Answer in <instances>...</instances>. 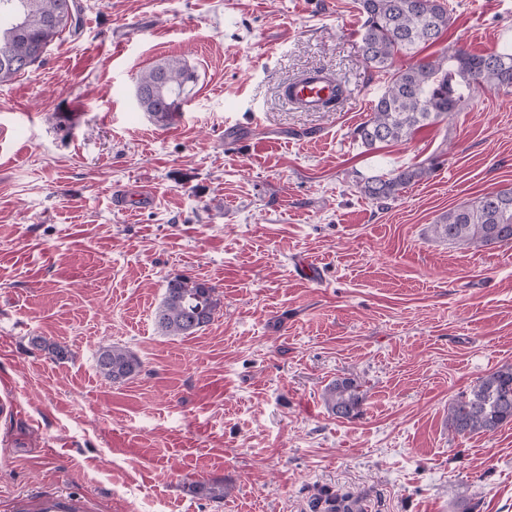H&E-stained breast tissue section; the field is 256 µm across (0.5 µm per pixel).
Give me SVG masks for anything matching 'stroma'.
Listing matches in <instances>:
<instances>
[{"label": "stroma", "mask_w": 512, "mask_h": 512, "mask_svg": "<svg viewBox=\"0 0 512 512\" xmlns=\"http://www.w3.org/2000/svg\"><path fill=\"white\" fill-rule=\"evenodd\" d=\"M77 32L0 84V512L62 496L87 512H512V422L448 429V405L512 365V244L458 249L431 226L512 188V91L475 88L405 142L353 138L388 77L364 60L358 0H80ZM438 45L512 49V0H448ZM196 82L165 124L139 73ZM309 70L335 110L281 95ZM387 205L361 177L432 156ZM151 203L115 206L116 192ZM216 286L213 321L165 336L168 278ZM65 346L58 359L30 343ZM142 362L118 384L95 352ZM351 378L353 420L322 395ZM223 480L216 503L193 482Z\"/></svg>", "instance_id": "35a3bbf8"}]
</instances>
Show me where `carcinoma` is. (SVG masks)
Instances as JSON below:
<instances>
[{"label": "carcinoma", "instance_id": "carcinoma-1", "mask_svg": "<svg viewBox=\"0 0 512 512\" xmlns=\"http://www.w3.org/2000/svg\"><path fill=\"white\" fill-rule=\"evenodd\" d=\"M72 13L65 24L49 32L46 22L67 7ZM364 16L362 50L365 61L379 72L390 73L384 92L370 117L354 131L355 140L366 149L379 143L402 141L425 125L456 112L475 85L512 90V52L472 53L463 47L394 68L397 58L414 56L420 47L439 40L448 28L447 0H359ZM80 5L75 0H0V83L28 71L40 58L31 45L43 48L79 23ZM162 93L154 95L146 112L167 123L178 111L194 74L181 60L163 59L137 78L136 89L151 93L160 77ZM437 167L435 159L358 182L366 197L380 205L393 201L403 190L427 178ZM433 235L458 248L512 244V189L483 194L449 209L431 225ZM220 301L212 285L175 276L166 283L163 298L154 311V324L165 336H191L213 321ZM99 372L114 383H123L140 373L142 362L127 348L102 345L95 354ZM327 411L338 418L359 415L363 402L360 386L347 378L329 383L323 392ZM512 422V366H503L478 381L468 393L448 405V428L460 436L493 434ZM193 492L214 502L226 495L224 481L191 485Z\"/></svg>", "mask_w": 512, "mask_h": 512}]
</instances>
